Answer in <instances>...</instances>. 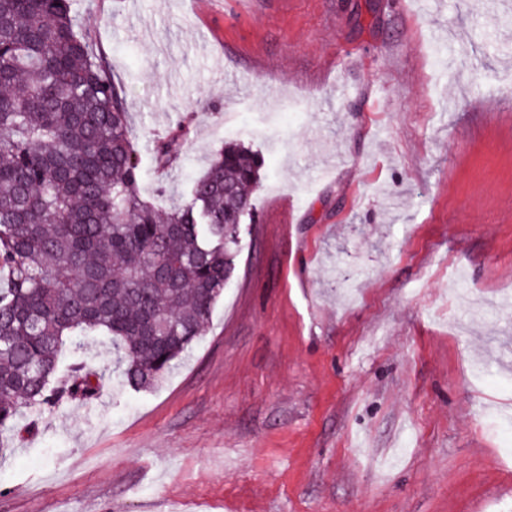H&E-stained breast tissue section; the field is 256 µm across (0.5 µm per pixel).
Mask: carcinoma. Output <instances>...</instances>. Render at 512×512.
<instances>
[{
    "mask_svg": "<svg viewBox=\"0 0 512 512\" xmlns=\"http://www.w3.org/2000/svg\"><path fill=\"white\" fill-rule=\"evenodd\" d=\"M76 0H0V448L58 405L64 339L101 332L122 385L152 389L204 335L236 268L263 161L229 141L178 207L140 191L130 107ZM102 373L72 368L90 399Z\"/></svg>",
    "mask_w": 512,
    "mask_h": 512,
    "instance_id": "1",
    "label": "carcinoma"
}]
</instances>
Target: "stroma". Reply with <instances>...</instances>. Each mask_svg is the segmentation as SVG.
<instances>
[{"instance_id": "obj_1", "label": "stroma", "mask_w": 512, "mask_h": 512, "mask_svg": "<svg viewBox=\"0 0 512 512\" xmlns=\"http://www.w3.org/2000/svg\"><path fill=\"white\" fill-rule=\"evenodd\" d=\"M141 192L265 173L202 338L0 455V512H512V0H81ZM172 144L158 168L153 147Z\"/></svg>"}]
</instances>
